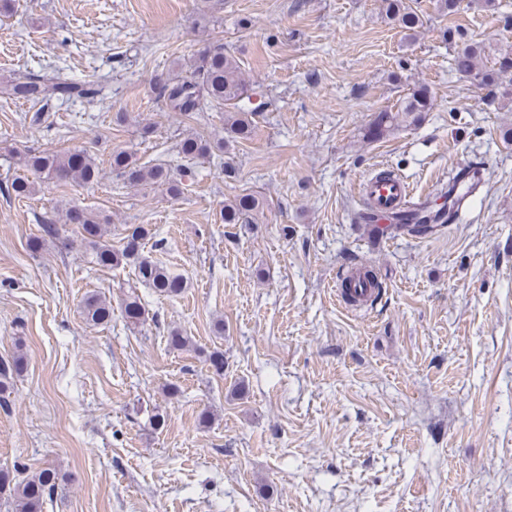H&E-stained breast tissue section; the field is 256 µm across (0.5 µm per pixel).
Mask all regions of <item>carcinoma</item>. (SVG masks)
Returning <instances> with one entry per match:
<instances>
[{"label": "carcinoma", "mask_w": 512, "mask_h": 512, "mask_svg": "<svg viewBox=\"0 0 512 512\" xmlns=\"http://www.w3.org/2000/svg\"><path fill=\"white\" fill-rule=\"evenodd\" d=\"M383 10L388 19L407 31L414 32L422 26L420 16L407 0H383ZM452 65L457 74L491 92L498 91L502 98L512 101V47L493 49L483 42L463 41L454 52ZM152 89L168 111L186 118L194 117L208 104L224 109V135L184 137L178 144V154L184 159H204L216 151L222 152L235 143L249 140L254 133L256 109L248 107L247 101L255 95V88L244 77L239 58L222 40L205 47L187 70L155 76ZM0 92L16 101L40 103L52 97L89 99L94 96L95 89L90 84L63 76L57 70H26L7 81ZM432 107L433 100L428 91L424 88L416 90L396 108L380 111L368 128V137L377 139L399 126L413 125ZM20 163L25 170L43 174L63 185L91 184L98 180L100 173L94 159L79 149L62 153L29 151L20 157ZM110 167L132 187H161L172 197L182 194L184 182L194 176L191 166L174 173L161 164H142L124 151L112 154ZM5 186L19 199L28 198L35 192L34 183L21 174L5 182ZM259 206L257 196L239 195L224 203L221 219L226 224H239ZM65 223L80 226L83 239L94 249V262L99 267L111 269L130 265L140 279L164 297L176 296L185 288L181 276L144 254L145 240L149 237L145 225H125L122 248L115 249L103 240L99 213L72 205L65 212ZM401 229L425 234L438 230L439 225L425 219L412 225L390 224L386 227L389 233ZM83 313L85 319L95 325L106 324L112 320V303L97 294H89L83 301ZM123 314L134 326L145 320V308L138 296L130 295L125 299ZM64 486L65 477L53 468H44L24 477L0 468V495L10 501L12 512H44L45 504L53 501Z\"/></svg>", "instance_id": "obj_1"}]
</instances>
